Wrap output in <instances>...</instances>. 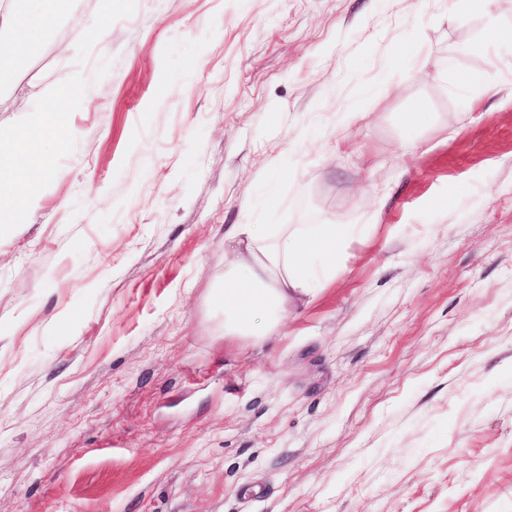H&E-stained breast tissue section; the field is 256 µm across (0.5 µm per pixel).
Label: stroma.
I'll return each mask as SVG.
<instances>
[{"label": "stroma", "mask_w": 512, "mask_h": 512, "mask_svg": "<svg viewBox=\"0 0 512 512\" xmlns=\"http://www.w3.org/2000/svg\"><path fill=\"white\" fill-rule=\"evenodd\" d=\"M491 21L512 0H77L13 89L84 74L0 228V512H512ZM332 222L366 227L335 276L265 347L225 338L231 225Z\"/></svg>", "instance_id": "obj_1"}]
</instances>
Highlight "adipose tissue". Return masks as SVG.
Listing matches in <instances>:
<instances>
[{
  "label": "adipose tissue",
  "instance_id": "adipose-tissue-1",
  "mask_svg": "<svg viewBox=\"0 0 512 512\" xmlns=\"http://www.w3.org/2000/svg\"><path fill=\"white\" fill-rule=\"evenodd\" d=\"M73 0H11L0 16V90L7 87L21 64L37 56L45 36L66 17ZM83 77L74 74L65 92L47 87L33 92L21 111L30 113L15 135V146L0 151V224L27 220L35 202V187L45 171L34 142L55 136L53 105H74L82 99ZM360 226L311 224L271 232L264 224H237L227 233L231 257L224 263V334L264 344L283 324L284 316L302 303L311 288L336 267L345 240L360 235Z\"/></svg>",
  "mask_w": 512,
  "mask_h": 512
}]
</instances>
